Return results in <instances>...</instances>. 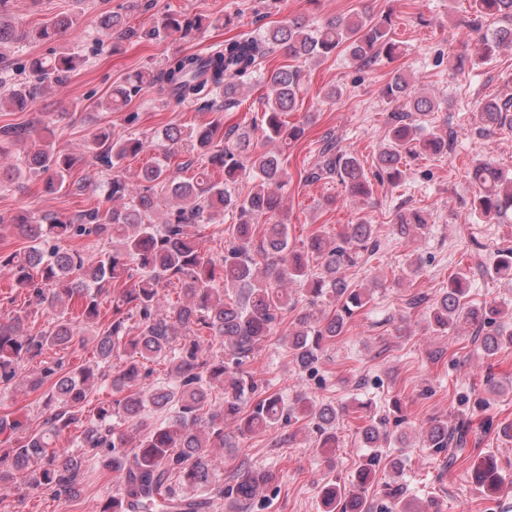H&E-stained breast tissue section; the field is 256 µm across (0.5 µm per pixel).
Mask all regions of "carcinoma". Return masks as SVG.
<instances>
[{
  "label": "carcinoma",
  "mask_w": 512,
  "mask_h": 512,
  "mask_svg": "<svg viewBox=\"0 0 512 512\" xmlns=\"http://www.w3.org/2000/svg\"><path fill=\"white\" fill-rule=\"evenodd\" d=\"M9 0H0V57L24 38L52 42L74 27V19L56 15L37 22L30 31L17 33L4 21ZM471 25L498 18L503 25L481 38L477 57L457 54L449 66L463 72L500 48H512V0H469ZM203 26L180 15L167 17L161 26L137 30L120 14L101 18L105 35L118 39H179L193 27ZM393 13L338 15L318 26L295 19L257 37H241L224 43L207 56L182 55L159 72L141 70L112 89L94 108L103 112L121 110L131 96L158 87L177 102L198 96L209 88L224 94V107L239 104L247 81L258 80L265 89L260 123L251 129H230L226 146L215 148L222 119L189 133L177 126L164 130V159L143 169L136 177L119 172L124 159L137 155L152 143L127 137L112 140L102 128L87 146L94 165L112 171L107 183L109 206L99 205L71 219L56 214L36 217L23 209L5 217L0 214V238L7 235L27 240L22 250L1 251L0 271H6L12 287L28 294L36 309L53 313L48 327L31 334L25 329L28 314L17 311L0 318V386L27 382L33 390L48 389L43 396L45 418L40 428L29 430L23 421L0 415V490L12 487L15 475L25 476L32 489L52 492L69 500L82 488L85 471L98 463L116 473L121 492L107 499L99 512H118L124 497L134 500L138 512H207L214 499L227 500L228 512H247L258 495L274 482V474L261 467H247L233 483L221 481L212 449L227 448L236 438L254 437L293 420L313 425L321 448L336 447V422L345 410L331 403H315L305 393L291 401L270 393L246 369L266 341L279 317L305 301L296 322L279 341L287 348L299 372H308L319 362L325 345L343 335L348 320L370 297L366 288H354L344 271L374 251L375 226L367 220L347 224L332 237L317 230L301 246L290 242L285 222V188L288 171L283 166V148L304 132L288 124V113L297 108L304 84L299 66L264 69V59L277 49L292 58L319 62L343 47L352 60L368 65L384 56L397 57L401 45L391 36ZM83 65L76 54L49 53L31 59L38 81L0 78L6 90L0 95V110L23 109L49 91L63 87ZM387 101L400 105L391 113V128L379 150L374 172H366L353 151L336 138L321 139L318 160L304 181L334 179L344 185L353 200L373 195L374 188L394 185L402 177L408 159L441 157L451 149L449 134L428 132L415 122L414 114L427 115L436 102L417 91L403 73H395L384 89ZM222 107V108H224ZM217 108V111H222ZM480 132L512 128V94L481 100L476 108ZM279 149L251 146L255 132ZM185 149L190 158L176 165L181 170L200 159L197 172L180 180L171 172L170 161ZM25 154L21 165L0 172V188L7 189L31 175L42 180L43 191L61 192L70 186L77 159L63 154L46 138L34 140L27 127H0V156L13 151ZM224 178L214 177V171ZM252 177V190L236 193L240 176ZM469 182L477 189L474 213L482 219L503 220L512 216V173L486 160L467 169ZM231 217L224 253L212 256L201 246L200 228ZM264 239L253 248L258 225ZM427 226L423 211L406 209L397 214L394 229L408 237ZM110 240L112 249L99 256L88 255L72 245L77 239ZM181 285L183 299L167 301L165 290ZM112 294L111 319L96 338L97 360L72 371L64 359H42L48 350L68 349L79 337L69 306L80 304L81 323L101 322V295ZM464 278L448 279L429 306V319L448 329L458 324L476 327L488 355L504 344L512 345V330L501 326L505 308L474 307L465 302ZM220 339L224 355L210 353L207 343ZM39 362V372L27 380L21 367ZM168 365L165 377L153 386L145 381L153 364ZM220 386L221 399L210 391ZM112 389V399L102 403L91 417L84 416L88 398L101 388ZM172 413L164 420L158 414ZM235 424V433L224 432V423ZM405 422L402 414L382 418L363 428L364 452L350 485L331 479L321 490L323 512H422L399 487H388L381 504H375L370 489L382 461L380 448L389 444ZM80 429L77 448H62L59 439L71 428ZM138 437L131 440L130 433ZM426 447L436 453L464 447V430L448 431V421L435 419L422 432ZM478 484L497 492L505 478L496 461L485 458L475 469Z\"/></svg>",
  "instance_id": "cac0c4a2"
}]
</instances>
